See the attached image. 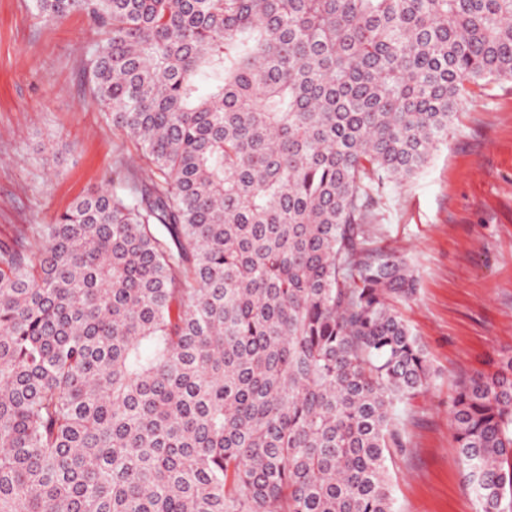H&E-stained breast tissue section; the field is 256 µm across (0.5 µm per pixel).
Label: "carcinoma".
Listing matches in <instances>:
<instances>
[{
    "label": "carcinoma",
    "mask_w": 512,
    "mask_h": 512,
    "mask_svg": "<svg viewBox=\"0 0 512 512\" xmlns=\"http://www.w3.org/2000/svg\"><path fill=\"white\" fill-rule=\"evenodd\" d=\"M103 30L112 161L0 243V512H393L432 380L376 198L512 80V0H35ZM477 512H512V352L448 407Z\"/></svg>",
    "instance_id": "cac0c4a2"
}]
</instances>
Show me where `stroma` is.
Wrapping results in <instances>:
<instances>
[{
  "label": "stroma",
  "instance_id": "1",
  "mask_svg": "<svg viewBox=\"0 0 512 512\" xmlns=\"http://www.w3.org/2000/svg\"><path fill=\"white\" fill-rule=\"evenodd\" d=\"M98 29L79 12L39 17L33 0H0V241L49 224L103 185L131 143L91 102L85 62ZM71 147L55 164L43 143ZM377 243L417 279L402 313L434 378L400 414L389 451L394 512H476L448 421L456 381L495 371L512 350V81L472 88L448 142L377 206Z\"/></svg>",
  "mask_w": 512,
  "mask_h": 512
}]
</instances>
